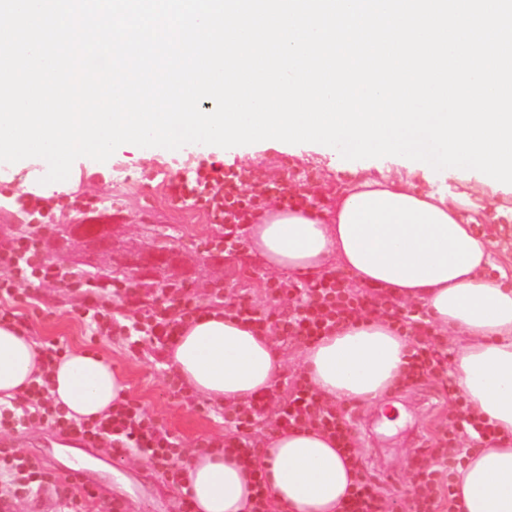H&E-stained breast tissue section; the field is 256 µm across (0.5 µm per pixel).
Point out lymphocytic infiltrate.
Instances as JSON below:
<instances>
[{
	"label": "lymphocytic infiltrate",
	"instance_id": "1",
	"mask_svg": "<svg viewBox=\"0 0 512 512\" xmlns=\"http://www.w3.org/2000/svg\"><path fill=\"white\" fill-rule=\"evenodd\" d=\"M254 180L251 170L238 167L214 175L200 171L187 182L188 191L197 194L215 222L224 227L223 237L212 240L213 249L232 252L243 241L245 224L256 211L267 206L269 199L279 200L290 208L314 201L307 184L290 187L269 179L254 192L250 189ZM36 283L60 284L91 300L93 332L99 336L119 335L125 328L109 305L111 298H125L138 304L144 334L157 351L164 350L185 321L193 318L203 305L215 307L222 303L216 294L209 302H202L185 287L161 288L150 299H143L137 282L126 278L84 277L47 259L40 240L28 235L0 245V322L23 326L25 316L19 306L34 304V297L27 294L26 288ZM264 288L272 302L271 308L259 310L241 301L233 305L232 311L265 333L299 342L329 333L349 319L377 315L408 330L413 338L407 380L448 372V350L440 340L438 329L430 321L412 315L401 302L346 283L332 271L296 284L270 278L265 280ZM283 301L290 304V312L274 311V304ZM459 413L460 434L443 437L441 446L431 449L414 468L405 490L408 512H444V502L451 495L448 451L455 448L460 437L481 445L496 444L497 437L490 425L472 418L467 406H460ZM224 422L233 428V435L219 441L207 440V447L233 448L249 459L255 454L250 433L311 427L334 436L355 462L363 460L360 449L353 446L351 412L322 403L299 374L285 379L283 386H272L243 406L225 410ZM28 424L71 432L92 445L106 442L112 455L119 457L134 448L146 449L150 467L168 476L172 485L180 483L177 463L184 456V448L137 403L122 400L106 417L92 423H78L47 397L46 384L40 381L32 383L17 397L13 407L0 406V480L5 483L0 489V512H12L13 503L33 501L46 486L55 490L60 501L59 512H88L92 506L97 512H118L106 503L93 504L77 484L55 475L39 457L13 448L6 439L7 434Z\"/></svg>",
	"mask_w": 512,
	"mask_h": 512
}]
</instances>
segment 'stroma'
<instances>
[{"instance_id":"obj_1","label":"stroma","mask_w":512,"mask_h":512,"mask_svg":"<svg viewBox=\"0 0 512 512\" xmlns=\"http://www.w3.org/2000/svg\"><path fill=\"white\" fill-rule=\"evenodd\" d=\"M212 163L243 166L270 178L283 179L290 173L308 178L318 185L323 208L333 207L344 188L361 177L357 171L330 168L327 158L303 145L288 149L253 144L218 151L211 145L143 150L124 144L100 164L77 158L73 166L80 172V185L70 193L56 192L34 202L23 187L25 173L10 181L0 180V241L39 233L49 259L100 277L112 274V259L122 258L130 248L147 253L158 236L167 246L174 280L194 289L201 299H208L219 284L235 293L245 292L258 308H265L263 269L246 260L243 251L228 257L212 251L209 243L223 236V225L214 223L201 204L180 197L177 190L179 183L193 177L197 167ZM91 208L112 216L116 226L112 258L85 261L89 248L78 242L67 250H56L55 239L67 237L70 225L79 223L83 212ZM473 230L491 242L495 254L511 256L512 198L503 201L501 209H487ZM34 296L42 307L28 317L30 335L45 344L61 342L111 359L124 374L127 398L163 425L182 447L224 435L222 409L202 398L184 404L169 391L170 373L164 360L141 333L91 336L81 294L49 285L36 289ZM451 396V389L433 377L400 385L389 400L402 406L404 418L392 428L384 423L380 403L357 405L353 427L357 446L368 471L387 492L390 512L403 508L399 492L409 481L417 449L436 447L441 432L449 426ZM102 461L107 471L94 472L93 477L123 499L126 512H139L138 500L145 493L162 496L167 512H178L179 494L166 477L128 459L118 472L110 468L111 456H103Z\"/></svg>"}]
</instances>
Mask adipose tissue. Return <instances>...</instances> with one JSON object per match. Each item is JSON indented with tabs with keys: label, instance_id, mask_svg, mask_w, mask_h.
I'll list each match as a JSON object with an SVG mask.
<instances>
[{
	"label": "adipose tissue",
	"instance_id": "adipose-tissue-1",
	"mask_svg": "<svg viewBox=\"0 0 512 512\" xmlns=\"http://www.w3.org/2000/svg\"><path fill=\"white\" fill-rule=\"evenodd\" d=\"M477 208L468 194L422 196L402 179L367 178L322 217L266 210L249 229L247 250L271 274L316 278L337 268L425 308L448 338L459 395L502 440L458 467L451 512H512V283L485 276L496 259L464 216ZM409 348L388 323L359 319L300 346L297 358L321 399L344 406L384 399ZM165 359L183 386L227 409L267 390L286 366L275 337L254 334L220 307L187 321ZM44 374L53 402L77 421L103 417L126 393L105 357L74 349L50 364L42 343L0 324V404ZM180 468L195 512H249L258 468L272 512H342L355 478L336 441L310 428L271 434L254 469L220 448L188 449Z\"/></svg>",
	"mask_w": 512,
	"mask_h": 512
}]
</instances>
